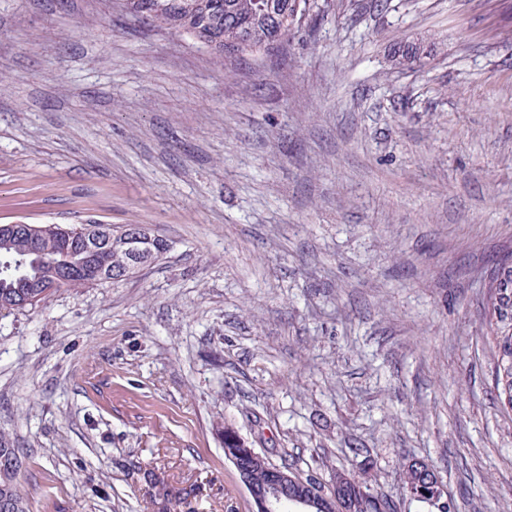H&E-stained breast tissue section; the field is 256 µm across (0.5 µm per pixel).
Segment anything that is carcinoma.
I'll list each match as a JSON object with an SVG mask.
<instances>
[{"mask_svg":"<svg viewBox=\"0 0 512 512\" xmlns=\"http://www.w3.org/2000/svg\"><path fill=\"white\" fill-rule=\"evenodd\" d=\"M309 0H124V8L147 24L179 34H187L216 55L238 59L245 55L263 54L274 57L288 47L300 27L301 12ZM431 54L424 46L407 50L397 48L392 64L404 69L413 58ZM88 224L59 227V232L41 241L18 231L0 239V310H12L28 296L31 285L53 274L69 269L75 275L63 282L68 289L83 288L86 281L77 270L90 260L81 247ZM133 243L124 227H112V242L99 254L100 259L120 273L133 275ZM143 258L158 260L170 249L167 240L152 236L145 243ZM24 262L21 270L16 262ZM484 297L489 313V331L494 346L492 383L501 409L512 413V255L495 259L484 282ZM20 455L10 434L0 430V512H29V504L17 485L19 471L3 463L5 457ZM152 486V502L157 512H187L200 493V485L186 481H170L156 477L155 470L144 472ZM314 490H325L336 496L344 512H374L376 499L370 488L343 473L336 474V484L324 489L312 475L305 476ZM406 487L413 490L416 501L431 504L441 496L440 482L433 473H424L413 465L406 471Z\"/></svg>","mask_w":512,"mask_h":512,"instance_id":"obj_1","label":"carcinoma"}]
</instances>
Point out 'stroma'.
Wrapping results in <instances>:
<instances>
[{"label":"stroma","instance_id":"stroma-1","mask_svg":"<svg viewBox=\"0 0 512 512\" xmlns=\"http://www.w3.org/2000/svg\"><path fill=\"white\" fill-rule=\"evenodd\" d=\"M432 46L398 69L391 49ZM0 224H142L139 273L0 315L31 512H251L224 423L396 512H512L481 286L512 250V0H312L227 64L121 0H0ZM406 487L415 492L416 501L429 506L434 499L441 496L440 482L437 476L434 473H423L416 465H412L406 471ZM431 506L438 512H444L446 508H448L446 512L451 511L447 496L440 501H434ZM146 477L152 486V502L157 508V512L189 511L192 500L196 499L200 493V485L196 482L188 483L187 481L156 478L155 469L145 471L144 478Z\"/></svg>","mask_w":512,"mask_h":512}]
</instances>
